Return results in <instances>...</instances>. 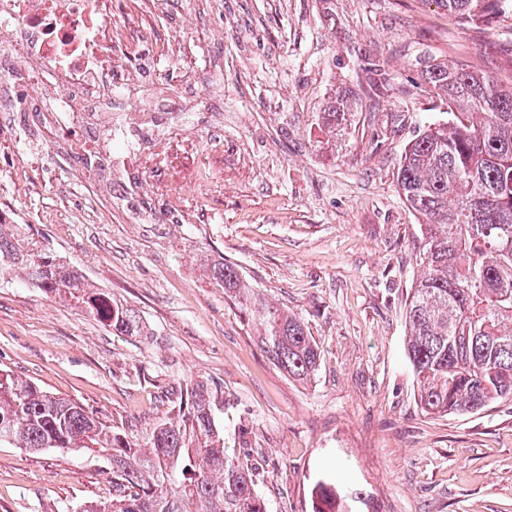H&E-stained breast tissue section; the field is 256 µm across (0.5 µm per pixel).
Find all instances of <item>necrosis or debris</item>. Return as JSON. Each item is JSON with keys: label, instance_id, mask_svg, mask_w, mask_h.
Listing matches in <instances>:
<instances>
[{"label": "necrosis or debris", "instance_id": "necrosis-or-debris-1", "mask_svg": "<svg viewBox=\"0 0 512 512\" xmlns=\"http://www.w3.org/2000/svg\"><path fill=\"white\" fill-rule=\"evenodd\" d=\"M21 0H0V77L16 68L29 79L5 101V111L23 112L40 139L21 143L20 151L35 161L45 159L44 134H62L77 141L82 171L111 183L112 164L140 155L156 127L158 113H171L175 123L190 124V113L172 100L148 98L128 110L125 95L108 76L89 80L88 54L111 58L122 46L112 29V0H44L42 10L20 9ZM102 129L100 146L83 140L81 129Z\"/></svg>", "mask_w": 512, "mask_h": 512}]
</instances>
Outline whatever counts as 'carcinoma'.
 Segmentation results:
<instances>
[{"label": "carcinoma", "mask_w": 512, "mask_h": 512, "mask_svg": "<svg viewBox=\"0 0 512 512\" xmlns=\"http://www.w3.org/2000/svg\"><path fill=\"white\" fill-rule=\"evenodd\" d=\"M500 2L437 0L448 17L466 23ZM425 81L448 100L451 124L430 126L408 143L397 173L399 193L419 219L406 354L422 410L464 415L512 400V83L441 64ZM12 270L112 330L139 335L129 309L46 252L28 225L0 223V274ZM205 273L257 324L273 363L295 381L311 382L321 351L304 319L247 288L233 263H214ZM217 411L214 391L197 381L176 416L137 445L81 403L0 370L1 446L106 456L112 502L82 512H268L256 468L226 448ZM343 508L336 485L315 486L312 512Z\"/></svg>", "instance_id": "cac0c4a2"}]
</instances>
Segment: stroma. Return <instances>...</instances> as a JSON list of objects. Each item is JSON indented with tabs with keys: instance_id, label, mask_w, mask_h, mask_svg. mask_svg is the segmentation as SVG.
<instances>
[{
	"instance_id": "1",
	"label": "stroma",
	"mask_w": 512,
	"mask_h": 512,
	"mask_svg": "<svg viewBox=\"0 0 512 512\" xmlns=\"http://www.w3.org/2000/svg\"><path fill=\"white\" fill-rule=\"evenodd\" d=\"M128 98L222 68L193 126L85 180L67 137L46 165L0 134V211L132 309L127 336L0 275V369L81 402L138 443L187 387L224 396L228 448L255 465L268 512H311L320 482L360 489L352 512H512V402L425 415L406 355L415 217L397 186L408 142L449 120L423 82L435 64L512 80V5L473 24L437 0H113ZM386 75L368 87L371 64ZM345 98L349 109L327 107ZM179 189V207L168 201ZM236 264L264 298L301 316L322 362L284 374L208 263ZM112 498L103 459L0 447V512H81Z\"/></svg>"
}]
</instances>
